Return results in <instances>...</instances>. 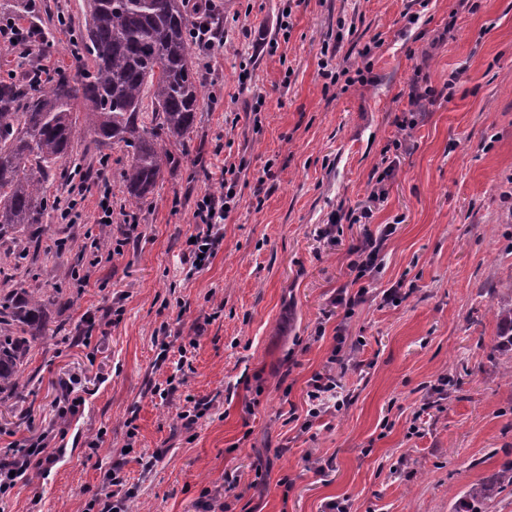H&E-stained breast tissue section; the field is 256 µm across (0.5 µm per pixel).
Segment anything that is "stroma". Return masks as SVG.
<instances>
[{
  "label": "stroma",
  "instance_id": "1",
  "mask_svg": "<svg viewBox=\"0 0 512 512\" xmlns=\"http://www.w3.org/2000/svg\"><path fill=\"white\" fill-rule=\"evenodd\" d=\"M35 2L17 18L39 52L23 59L0 45V80L29 73L43 54L58 70L80 65L70 38L85 0ZM473 2L468 11L457 0H214L224 43L209 59L208 101L147 201L126 200L124 144L75 142L88 172L81 220L51 211L46 235L63 241L60 258L20 262L30 287L73 302L46 315L26 401L0 407V455L56 421L70 379L84 403L52 443L53 464L0 496V512H82L116 465L132 491L125 512H330L333 502L454 512L458 494L512 462V351L497 349L494 315L512 304V0ZM60 10L69 31L56 25ZM262 36L278 40L276 52ZM326 43L337 48L332 86L321 75ZM365 66L370 80L357 82ZM410 109L414 125L400 128ZM227 156L245 159L244 182L223 242L194 271L192 213L217 190ZM389 165L384 194L371 198ZM105 179L107 226L95 221ZM367 206L366 222L345 221ZM335 214L334 241L318 238ZM384 224L396 231L381 269L364 278L357 305L336 303L338 291L358 292L352 246ZM98 240L115 254L97 265ZM336 346L344 405L301 430L307 383ZM172 376L177 391L160 399ZM191 399L212 408L187 430L179 414Z\"/></svg>",
  "mask_w": 512,
  "mask_h": 512
}]
</instances>
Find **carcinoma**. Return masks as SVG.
Returning <instances> with one entry per match:
<instances>
[{
  "label": "carcinoma",
  "instance_id": "1",
  "mask_svg": "<svg viewBox=\"0 0 512 512\" xmlns=\"http://www.w3.org/2000/svg\"><path fill=\"white\" fill-rule=\"evenodd\" d=\"M195 15L186 0H87L77 73L59 71L45 88L28 76L0 81V247L21 241L25 252L60 256L43 240L54 207L48 182L72 162L81 121L93 143L131 149L122 173L128 200L141 205L154 192L171 147L190 138L205 101L194 61ZM26 282V275L12 274L10 290L0 293V407L24 399L22 377L46 307L72 303L58 288L48 295ZM495 316L497 348L512 350V306ZM509 487L512 464L472 485L455 512H485Z\"/></svg>",
  "mask_w": 512,
  "mask_h": 512
}]
</instances>
